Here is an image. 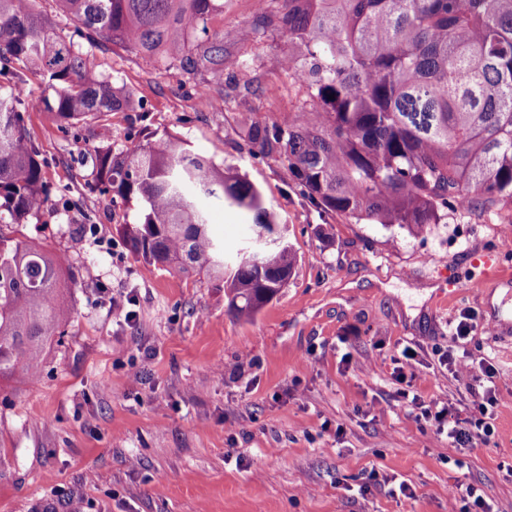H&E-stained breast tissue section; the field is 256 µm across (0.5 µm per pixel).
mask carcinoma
<instances>
[{
	"label": "carcinoma",
	"mask_w": 512,
	"mask_h": 512,
	"mask_svg": "<svg viewBox=\"0 0 512 512\" xmlns=\"http://www.w3.org/2000/svg\"><path fill=\"white\" fill-rule=\"evenodd\" d=\"M55 2L90 45L187 79L215 111L238 86L213 25L224 0ZM252 25L288 43L284 68L305 97L292 112L235 113L239 150L282 167L319 214L418 232L446 223L461 199L470 210L512 207V0H262ZM30 75L49 90L43 111L77 144L90 125L135 107L37 0H0V212L17 223L44 213L52 193L26 124ZM91 158L96 186L140 208L141 222L122 227L134 256L223 283L237 316L258 314L288 283L297 256L285 225L236 167L167 131ZM203 199L238 210L274 243L225 261ZM68 268L62 254L0 235V379L38 377L63 334L57 285Z\"/></svg>",
	"instance_id": "cac0c4a2"
}]
</instances>
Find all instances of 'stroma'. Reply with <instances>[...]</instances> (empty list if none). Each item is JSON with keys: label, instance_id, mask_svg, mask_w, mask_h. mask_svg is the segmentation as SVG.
<instances>
[{"label": "stroma", "instance_id": "1", "mask_svg": "<svg viewBox=\"0 0 512 512\" xmlns=\"http://www.w3.org/2000/svg\"><path fill=\"white\" fill-rule=\"evenodd\" d=\"M253 13L252 0H224L241 85L220 112L134 54L93 52L95 70L140 103L103 122L98 143L118 151L134 147L133 130H168L247 172L287 224L297 264L253 317L228 313L222 284L129 251L120 231L138 205L91 187V166L42 109V79L28 78V127L69 210L2 223L0 235L67 253L73 278L66 334L38 378L0 379V512H448L467 486L490 512H512V252L500 248L512 210L454 208L418 234L319 217L282 167L234 145V113L285 112L304 97L283 67L287 43L258 40ZM210 222L230 254L251 234L219 203ZM119 292L133 297L134 322L112 312ZM466 309L477 323L467 352L499 370L494 433L469 449L406 416L393 378L415 345L421 401L471 412V390L440 362ZM402 480L412 496L395 493Z\"/></svg>", "mask_w": 512, "mask_h": 512}]
</instances>
